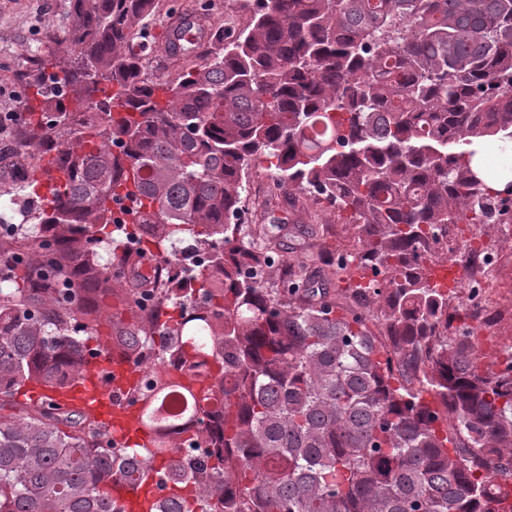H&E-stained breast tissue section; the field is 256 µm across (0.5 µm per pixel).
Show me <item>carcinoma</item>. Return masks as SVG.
<instances>
[{
    "label": "carcinoma",
    "instance_id": "carcinoma-1",
    "mask_svg": "<svg viewBox=\"0 0 512 512\" xmlns=\"http://www.w3.org/2000/svg\"><path fill=\"white\" fill-rule=\"evenodd\" d=\"M157 7L72 0L89 75L63 67L36 88L45 111L19 150L36 162L15 194L61 178L49 206L0 221V512H122L109 486L138 455L171 457L163 482L205 489L155 512H512L485 467L512 462V367L479 369L474 343L449 334L463 309L448 312L430 250L443 226L512 212V183L488 186L470 149L512 140V0H257L245 28L182 38L177 76L146 80ZM262 163L311 205L334 202L360 262L318 245L294 266L285 241L304 225L236 222ZM125 197L144 253L107 231ZM190 243L211 248L194 283L145 267ZM369 274L391 363L367 315L330 292L344 282L362 306L353 280ZM146 289L161 303L149 319ZM102 345L155 353L154 391L138 392L150 448L115 447L94 408L64 400ZM172 357L193 383L171 378ZM220 389L211 451L172 457L165 398L204 420ZM442 414L466 445L448 447Z\"/></svg>",
    "mask_w": 512,
    "mask_h": 512
}]
</instances>
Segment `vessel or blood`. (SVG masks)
<instances>
[{
	"label": "vessel or blood",
	"mask_w": 512,
	"mask_h": 512,
	"mask_svg": "<svg viewBox=\"0 0 512 512\" xmlns=\"http://www.w3.org/2000/svg\"><path fill=\"white\" fill-rule=\"evenodd\" d=\"M135 385L131 360L115 348L93 360L90 370L78 382L69 400L73 403L95 401L103 420L112 422L120 429L114 437L115 444H143L148 441L149 435L141 424L139 408L129 406L127 398ZM156 482V476L152 475L139 484L117 486L114 494L126 512H151L159 494Z\"/></svg>",
	"instance_id": "vessel-or-blood-1"
}]
</instances>
